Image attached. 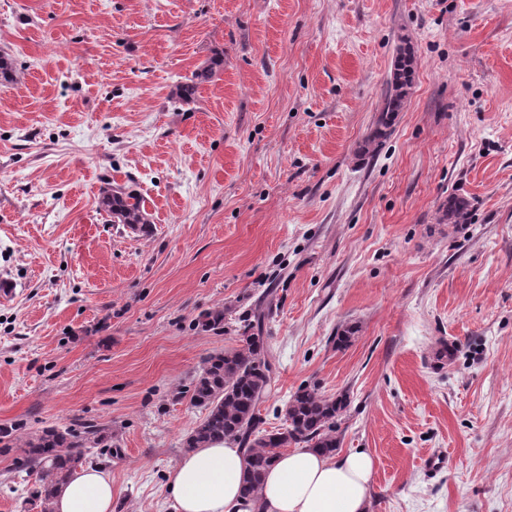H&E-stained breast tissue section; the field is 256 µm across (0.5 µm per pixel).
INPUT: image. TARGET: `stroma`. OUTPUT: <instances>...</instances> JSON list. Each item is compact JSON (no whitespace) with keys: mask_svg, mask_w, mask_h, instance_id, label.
<instances>
[{"mask_svg":"<svg viewBox=\"0 0 512 512\" xmlns=\"http://www.w3.org/2000/svg\"><path fill=\"white\" fill-rule=\"evenodd\" d=\"M217 50L220 80L172 100ZM0 51V429L104 428L82 464L112 512H173L192 382L268 303L264 429L298 389L346 395L370 512H512V0H0ZM107 179L148 231L100 213ZM451 196L469 223H438ZM37 478L0 452V512ZM393 81L390 82L388 89L384 95L378 125L388 128L395 112H399L403 106L404 98L406 96L405 88L408 82L405 78L404 68H396Z\"/></svg>","mask_w":512,"mask_h":512,"instance_id":"stroma-1","label":"stroma"}]
</instances>
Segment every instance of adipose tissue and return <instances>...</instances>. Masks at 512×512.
Returning a JSON list of instances; mask_svg holds the SVG:
<instances>
[{
	"label": "adipose tissue",
	"mask_w": 512,
	"mask_h": 512,
	"mask_svg": "<svg viewBox=\"0 0 512 512\" xmlns=\"http://www.w3.org/2000/svg\"><path fill=\"white\" fill-rule=\"evenodd\" d=\"M373 467L365 448L333 455L297 448L276 459L252 500L242 495L247 453L224 440L183 454L167 491L174 512H369ZM51 506L53 512H112V478L99 469L80 470Z\"/></svg>",
	"instance_id": "1"
}]
</instances>
